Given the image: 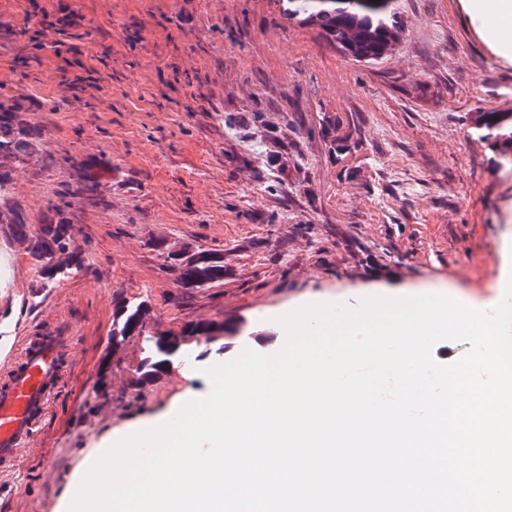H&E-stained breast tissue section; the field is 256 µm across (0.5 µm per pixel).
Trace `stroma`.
I'll return each instance as SVG.
<instances>
[{"label":"stroma","instance_id":"35a3bbf8","mask_svg":"<svg viewBox=\"0 0 512 512\" xmlns=\"http://www.w3.org/2000/svg\"><path fill=\"white\" fill-rule=\"evenodd\" d=\"M41 4L76 18L45 30L59 53L14 36L27 0H0V95L41 131L1 202L31 226L62 208L84 268L42 285L27 241L0 224V336L69 339L0 512H67L106 440L204 393L205 369L232 353L225 336H185L188 324L250 334L313 302L497 296L512 164L480 124L512 113V59L463 0H396L401 36L376 63L345 56L297 0ZM78 76L95 86L73 89ZM86 169L101 204L76 192ZM203 251L223 255V280L180 287L164 253ZM133 299L149 328L180 336L197 379L166 371L133 390L126 353L142 343H112Z\"/></svg>","mask_w":512,"mask_h":512}]
</instances>
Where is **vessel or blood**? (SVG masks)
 I'll return each instance as SVG.
<instances>
[{
    "label": "vessel or blood",
    "mask_w": 512,
    "mask_h": 512,
    "mask_svg": "<svg viewBox=\"0 0 512 512\" xmlns=\"http://www.w3.org/2000/svg\"><path fill=\"white\" fill-rule=\"evenodd\" d=\"M66 337H23L0 370V471L12 469L34 436L65 367Z\"/></svg>",
    "instance_id": "1"
}]
</instances>
